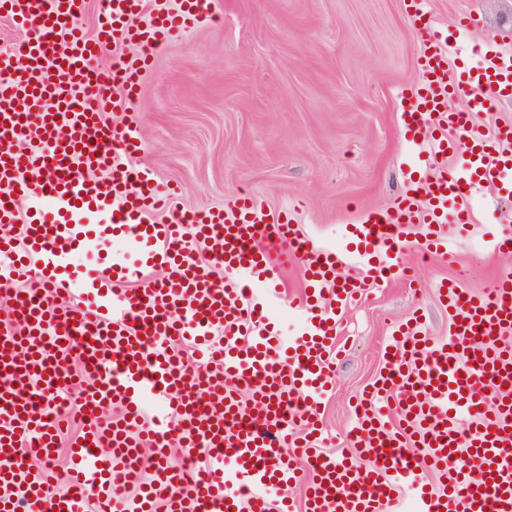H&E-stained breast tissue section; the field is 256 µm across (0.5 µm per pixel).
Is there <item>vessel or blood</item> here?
Returning <instances> with one entry per match:
<instances>
[{
	"label": "vessel or blood",
	"instance_id": "b4317fda",
	"mask_svg": "<svg viewBox=\"0 0 512 512\" xmlns=\"http://www.w3.org/2000/svg\"><path fill=\"white\" fill-rule=\"evenodd\" d=\"M85 4L0 0V15L27 34L0 54V140L28 145L0 153V224L22 226L21 238L0 235V296L11 303L0 322V512H397L409 488L416 512H512V346L501 343L512 334L511 270L480 295L439 285L453 311L447 338L430 339L416 321L390 338L384 374L355 405L352 445L368 470L314 445L342 310L403 269V245L450 261L440 228L469 223L472 189L512 188V126L489 137L473 118L512 101V55L487 47L480 64L451 78V32L424 0H406L422 51L404 137L427 146L435 171L355 226L363 270L340 277L339 254L314 248L288 212L270 214L260 197L179 207V188L158 190L137 164L134 130L105 119L136 111L153 50L205 21L210 0L173 9L101 0L91 36ZM109 45L117 54L104 74L96 61ZM129 45L138 54H125ZM453 96L464 109H449ZM460 139L470 148L458 169L448 156ZM92 170L107 181L90 180ZM160 210L170 214L162 223L153 219ZM415 224L428 231L411 241ZM115 238L140 244L134 263L74 266L90 241ZM290 259L302 264L304 326L287 342L267 329L264 301L281 294L275 261ZM173 342L196 345L194 363L169 351ZM74 359L98 379L76 399L81 428L64 446L53 397ZM388 392L416 423L411 438L372 411V398ZM109 406L119 413L108 419ZM463 416L472 421L465 433ZM199 446L207 456L197 469L168 466L173 450ZM63 447L70 465L58 480L34 473L33 459L55 460ZM146 454L145 481L131 462ZM457 457L463 466H452ZM297 482L302 500L281 495ZM129 485L139 488L130 504L121 498Z\"/></svg>",
	"mask_w": 512,
	"mask_h": 512
}]
</instances>
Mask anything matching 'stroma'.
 Returning a JSON list of instances; mask_svg holds the SVG:
<instances>
[{
    "mask_svg": "<svg viewBox=\"0 0 512 512\" xmlns=\"http://www.w3.org/2000/svg\"><path fill=\"white\" fill-rule=\"evenodd\" d=\"M442 25L458 14L477 18L467 32L468 63L491 44L512 53V0H428ZM212 20L159 47L134 119L138 159L159 184L180 188L185 208H219L240 194L288 209L321 249L355 247L353 227L387 210L409 177L430 181L427 155L403 138L399 92L419 81L420 43L403 0H213ZM467 231L444 227L458 256L450 267L406 252L405 274L346 309L339 335L346 348L331 367L321 407L325 451L354 456L347 439L351 403L384 368L393 325L419 312L428 336H447L451 311L441 282L481 291L512 254L496 252L512 201L483 195ZM274 276L286 297L266 317L281 336L302 327L289 312L299 295L298 264Z\"/></svg>",
    "mask_w": 512,
    "mask_h": 512,
    "instance_id": "1",
    "label": "stroma"
}]
</instances>
